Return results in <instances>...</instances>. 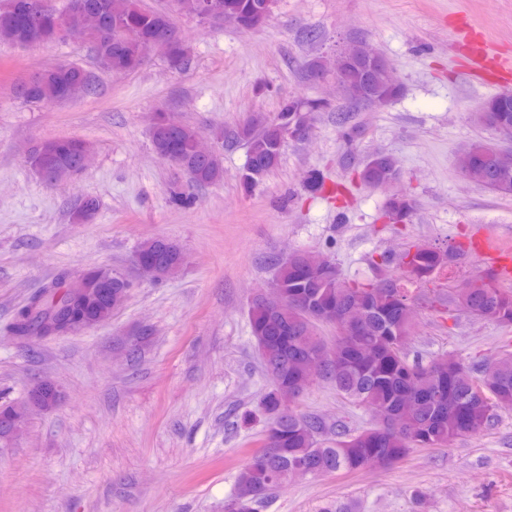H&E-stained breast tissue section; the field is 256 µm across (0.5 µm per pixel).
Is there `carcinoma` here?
<instances>
[{"label":"carcinoma","instance_id":"obj_1","mask_svg":"<svg viewBox=\"0 0 512 512\" xmlns=\"http://www.w3.org/2000/svg\"><path fill=\"white\" fill-rule=\"evenodd\" d=\"M31 0H0V41L20 45L55 41L54 19L60 15L53 0H45V10L35 14L28 10ZM93 9L87 19L95 35L91 41L100 67L107 71H133L141 66L151 45L169 39L172 55L169 62L183 68L189 62L187 46L174 26L171 15L162 10H147L140 0H90ZM221 15L217 21H253L259 26L266 20H254V6L259 0H218ZM343 84L351 87L370 85L388 100L398 98L401 85L388 81L380 69H367L361 57L348 61L343 69ZM93 76L77 63H60L43 70L39 76L19 89L20 96L31 102H64L74 91L92 88ZM477 122L492 127L498 122L512 125V100L493 95L476 109ZM290 118L288 105L280 106L268 118L260 113L251 116L239 129L237 137L247 147V162L240 175V184L249 191L263 177L278 168L282 146L277 129ZM199 132L178 124L163 122L151 129L154 151L169 140L182 146V162L197 186H205L223 177L218 155L201 157L194 152ZM54 148L52 165L46 173L55 181L68 172L79 171V151L87 146L75 138H50ZM461 173L498 195L512 196V154H494L483 140L472 142L460 160ZM366 185H383L397 175V161L384 152L371 154L358 172ZM98 210L93 197L83 199L72 212L76 224L94 220ZM414 211V201L406 194L393 196L386 204V215L394 223L406 222ZM148 260L171 276L179 271L181 247L166 238L154 237L138 248ZM412 257V279L425 281L436 272L459 259L453 249L427 245L415 246L404 257ZM71 276L61 274L32 294L15 313L10 332L14 336H34L43 318L51 314L55 303L68 308L69 318L90 314L98 319L101 308L85 310L73 300L69 284ZM273 283L288 301L286 306L255 298L250 302L248 318L252 336H270L283 328L288 332V346L271 347L262 355L265 369L286 366L288 373L300 380L309 375L308 361L320 368L319 379L329 383L343 398L364 405L381 416L397 409L408 391L421 388L434 392L440 383L450 384L451 395L443 400L420 401L408 422L397 428L380 422L353 433L342 427L336 438L323 437V422L281 406L276 390L264 398L268 415L266 437L269 449L254 455L243 465L236 477V488L230 504L231 512H252L278 481L293 477L304 467L318 473L354 472L370 466L385 467L402 460L413 448L444 447L467 435H476L493 423L496 408L512 407V352H503L482 369L466 365L453 355L434 359L422 365L410 363L404 346L412 326L407 321L393 323L387 311L397 312L399 306L413 313L412 300L401 279H378L366 286L345 284L324 272L323 259L299 251L281 262ZM448 305L473 318L490 319L512 324V286L505 284L496 272L472 276L466 282L449 283ZM335 328L334 345L320 335L319 327ZM352 355V361L340 369L325 365L322 356L333 347Z\"/></svg>","mask_w":512,"mask_h":512}]
</instances>
